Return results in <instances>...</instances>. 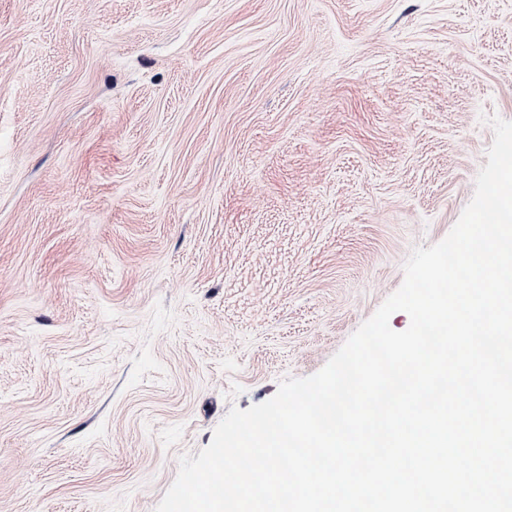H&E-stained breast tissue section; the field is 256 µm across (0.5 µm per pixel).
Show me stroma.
Instances as JSON below:
<instances>
[{
	"instance_id": "obj_1",
	"label": "stroma",
	"mask_w": 512,
	"mask_h": 512,
	"mask_svg": "<svg viewBox=\"0 0 512 512\" xmlns=\"http://www.w3.org/2000/svg\"><path fill=\"white\" fill-rule=\"evenodd\" d=\"M512 0H0V512H156L472 200Z\"/></svg>"
}]
</instances>
